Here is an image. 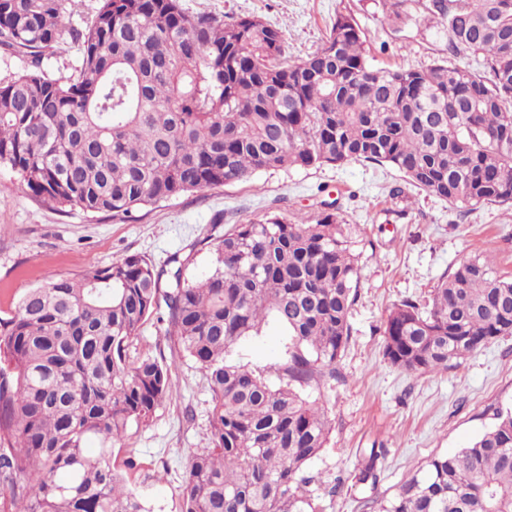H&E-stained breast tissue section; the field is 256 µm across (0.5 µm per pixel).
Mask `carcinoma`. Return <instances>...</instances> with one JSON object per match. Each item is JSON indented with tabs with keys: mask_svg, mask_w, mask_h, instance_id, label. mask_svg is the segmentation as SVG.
<instances>
[{
	"mask_svg": "<svg viewBox=\"0 0 512 512\" xmlns=\"http://www.w3.org/2000/svg\"><path fill=\"white\" fill-rule=\"evenodd\" d=\"M448 52L427 70L369 64L365 35L336 16L322 45L288 56L258 18L189 15L178 0H100L73 37L75 73L43 59L63 42L64 0H0V49L30 66L0 84V167L61 209L112 216L248 180L258 171L386 164L452 205L512 208V0H427ZM125 256L74 279L50 277L0 318V512H146L112 448L150 421L170 367L130 348L166 306V337L211 393L213 447L194 453L182 512H316L305 475L330 420L303 390L336 379L359 292L352 242L336 215H273L224 233L200 281ZM288 343L264 372L226 360L269 324ZM389 363L448 364L512 334V276L489 258L452 266L422 307L395 304L379 328ZM96 441L99 447L91 448ZM386 449L361 473L377 479ZM380 512H512V411L467 447L432 458Z\"/></svg>",
	"mask_w": 512,
	"mask_h": 512,
	"instance_id": "1",
	"label": "carcinoma"
}]
</instances>
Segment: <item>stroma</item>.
I'll return each mask as SVG.
<instances>
[{"label":"stroma","instance_id":"35a3bbf8","mask_svg":"<svg viewBox=\"0 0 512 512\" xmlns=\"http://www.w3.org/2000/svg\"><path fill=\"white\" fill-rule=\"evenodd\" d=\"M189 14L258 17L278 28L288 52L301 58L319 47L337 15L355 18L365 33L372 66L426 69L447 59L448 37L435 16L408 0L406 18L388 22L379 0H179ZM100 0H66L67 34L46 65L66 77L80 61L73 34L86 30ZM403 186L402 197L389 195ZM337 206L339 224L359 256L360 288L351 312L352 336L336 365L337 380L306 388L320 399L331 423L328 442L309 464L317 512H378L407 476L437 455L466 447L489 429L498 412L512 410V335L498 338L441 373L409 374L383 356L379 327L402 299L426 303L442 274L463 258L492 256L512 273V211L494 204L461 210L404 186L386 165L262 171L248 181L189 193L123 216L59 210L26 194L0 168V318L49 275L78 277L130 254L173 273L176 259L190 258L187 276L207 274L224 233L271 215L292 224L316 223L326 204ZM166 325L150 317L134 346L164 358L172 393L152 419L132 428L113 459L126 468L129 487L148 512H180V489L190 456L211 445L210 391L195 364L172 356ZM284 340L276 328L232 347L230 362L267 368L279 362ZM386 454L377 482L359 479L369 449Z\"/></svg>","mask_w":512,"mask_h":512}]
</instances>
